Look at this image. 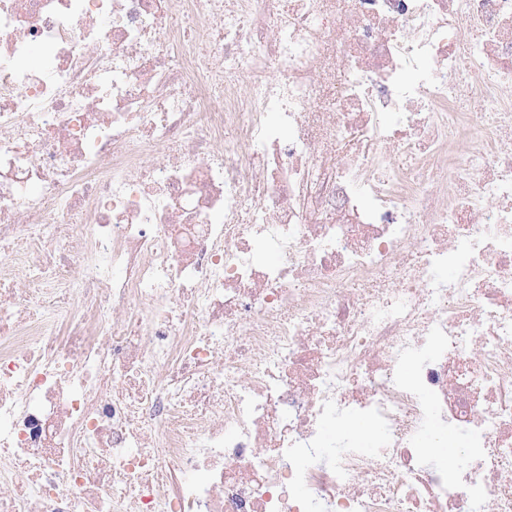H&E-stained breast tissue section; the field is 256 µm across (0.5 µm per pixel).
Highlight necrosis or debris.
Instances as JSON below:
<instances>
[{
    "instance_id": "necrosis-or-debris-1",
    "label": "necrosis or debris",
    "mask_w": 512,
    "mask_h": 512,
    "mask_svg": "<svg viewBox=\"0 0 512 512\" xmlns=\"http://www.w3.org/2000/svg\"><path fill=\"white\" fill-rule=\"evenodd\" d=\"M0 512H512V0H0Z\"/></svg>"
}]
</instances>
